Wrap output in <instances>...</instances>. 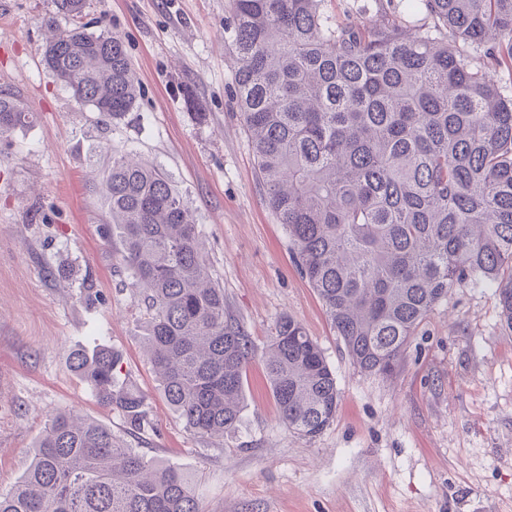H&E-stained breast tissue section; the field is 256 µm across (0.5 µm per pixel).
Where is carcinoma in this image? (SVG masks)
I'll use <instances>...</instances> for the list:
<instances>
[{
	"instance_id": "obj_1",
	"label": "carcinoma",
	"mask_w": 512,
	"mask_h": 512,
	"mask_svg": "<svg viewBox=\"0 0 512 512\" xmlns=\"http://www.w3.org/2000/svg\"><path fill=\"white\" fill-rule=\"evenodd\" d=\"M323 0H232L224 50L270 209L358 371L390 375L422 321L464 281L490 282L512 329V0H412L415 29L334 23ZM71 20L44 51L49 75L107 124L139 86L124 42L79 22L86 0H53ZM29 113L0 95V133ZM102 192L132 287L148 304L158 385L186 428L222 438L240 419L257 347L226 313L202 234L171 177L112 154ZM69 363L133 431L144 397L117 386L109 347ZM280 418L313 438L336 417V377L316 341L281 317L263 353ZM0 512H201L190 478L149 462L96 421L52 415Z\"/></svg>"
}]
</instances>
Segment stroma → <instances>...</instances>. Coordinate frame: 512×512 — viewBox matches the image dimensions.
<instances>
[{"label":"stroma","mask_w":512,"mask_h":512,"mask_svg":"<svg viewBox=\"0 0 512 512\" xmlns=\"http://www.w3.org/2000/svg\"><path fill=\"white\" fill-rule=\"evenodd\" d=\"M323 11L343 23L408 14L407 0H324ZM52 15V0H0V93L32 116L0 133V490L26 471L49 416L71 411L187 474L202 512H512V329L496 286L455 285L391 375L360 373L267 205L224 50L231 0H87L82 23L123 38L141 87L108 125L48 74ZM113 149L172 178L257 348L287 315L322 349L339 398L315 438L280 420L258 358L231 435H194L170 408L101 193ZM103 345L119 383L146 398L141 430L69 364Z\"/></svg>","instance_id":"stroma-1"}]
</instances>
